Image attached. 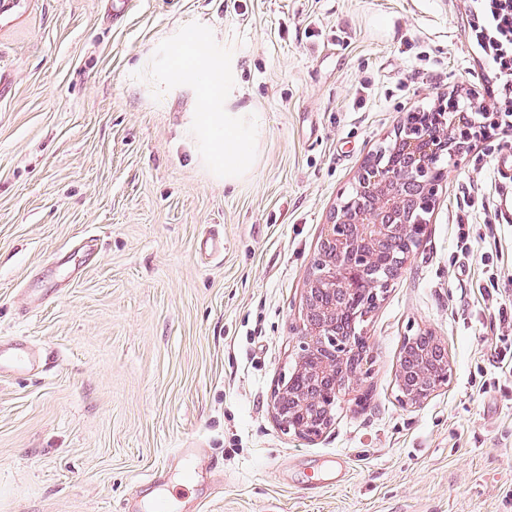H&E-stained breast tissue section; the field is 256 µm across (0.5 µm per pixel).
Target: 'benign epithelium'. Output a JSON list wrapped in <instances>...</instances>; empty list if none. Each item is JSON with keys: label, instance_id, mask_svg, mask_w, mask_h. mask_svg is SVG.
<instances>
[{"label": "benign epithelium", "instance_id": "obj_1", "mask_svg": "<svg viewBox=\"0 0 512 512\" xmlns=\"http://www.w3.org/2000/svg\"><path fill=\"white\" fill-rule=\"evenodd\" d=\"M439 109L438 122L417 125L397 168L381 165L376 155L364 162L356 190L368 196L367 209L354 214L341 203L330 216L304 295L307 316L298 330L297 359L291 371L281 374L272 395L274 417L288 433L309 441L318 438L331 425L340 393L361 388L368 377L365 350L358 349L364 336L338 330L336 305L321 307L320 297L342 289L360 297L361 311L375 306L384 292L383 281L370 276L379 262V242L387 237L407 242L408 249L392 266L395 274L421 241L424 226L402 217L412 185H420L425 197L436 194L438 182L430 177L435 156L458 158L472 140L488 136L503 123L500 112H484L483 121L476 124L463 112H446L443 103ZM449 379L447 360L433 351L422 353L414 383L400 386L399 402L416 408Z\"/></svg>", "mask_w": 512, "mask_h": 512}]
</instances>
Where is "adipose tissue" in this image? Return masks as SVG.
I'll return each instance as SVG.
<instances>
[{
    "mask_svg": "<svg viewBox=\"0 0 512 512\" xmlns=\"http://www.w3.org/2000/svg\"><path fill=\"white\" fill-rule=\"evenodd\" d=\"M173 58V78L198 92L197 110L190 115L198 149L225 185L236 184L252 171L265 134L261 113L235 106L237 61L212 52L202 32L191 42L179 39Z\"/></svg>",
    "mask_w": 512,
    "mask_h": 512,
    "instance_id": "obj_1",
    "label": "adipose tissue"
}]
</instances>
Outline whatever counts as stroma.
<instances>
[{
	"label": "stroma",
	"instance_id": "35a3bbf8",
	"mask_svg": "<svg viewBox=\"0 0 512 512\" xmlns=\"http://www.w3.org/2000/svg\"><path fill=\"white\" fill-rule=\"evenodd\" d=\"M0 0V337L40 353L0 381V512H512V132L449 166L424 236L363 325L371 373L312 441L271 410L336 205L407 113L495 111L471 0ZM393 21L385 36L377 18ZM230 49L262 113L253 172L196 152L185 31ZM494 293H486L487 281ZM46 300L24 313L27 288ZM451 379L398 402L405 337ZM203 451L189 480L177 448ZM343 460L342 484L309 486ZM162 471L160 483L147 477Z\"/></svg>",
	"mask_w": 512,
	"mask_h": 512
}]
</instances>
